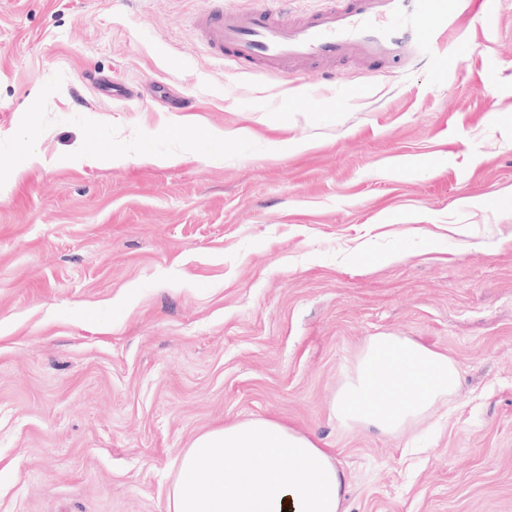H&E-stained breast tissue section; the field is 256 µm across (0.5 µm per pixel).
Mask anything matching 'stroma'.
Listing matches in <instances>:
<instances>
[{"instance_id": "35a3bbf8", "label": "stroma", "mask_w": 512, "mask_h": 512, "mask_svg": "<svg viewBox=\"0 0 512 512\" xmlns=\"http://www.w3.org/2000/svg\"><path fill=\"white\" fill-rule=\"evenodd\" d=\"M211 4L0 0V512H166L255 418L346 512H512V0L446 64L293 77L212 58ZM378 334L462 377L391 433L332 412Z\"/></svg>"}]
</instances>
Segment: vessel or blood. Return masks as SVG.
<instances>
[{"instance_id":"b4317fda","label":"vessel or blood","mask_w":512,"mask_h":512,"mask_svg":"<svg viewBox=\"0 0 512 512\" xmlns=\"http://www.w3.org/2000/svg\"><path fill=\"white\" fill-rule=\"evenodd\" d=\"M497 0H325L322 7L294 13L263 0L238 9L214 6L194 29L217 58L240 66L282 69L308 63L361 61L374 67L397 64L416 53L436 56L439 28L459 16L488 17Z\"/></svg>"}]
</instances>
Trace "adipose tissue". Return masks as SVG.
I'll return each instance as SVG.
<instances>
[{"label":"adipose tissue","mask_w":512,"mask_h":512,"mask_svg":"<svg viewBox=\"0 0 512 512\" xmlns=\"http://www.w3.org/2000/svg\"><path fill=\"white\" fill-rule=\"evenodd\" d=\"M460 385L447 356L414 341L373 336L333 404L337 420L393 432ZM166 512H344L343 472L316 442L250 419L195 437L174 462Z\"/></svg>","instance_id":"obj_1"}]
</instances>
